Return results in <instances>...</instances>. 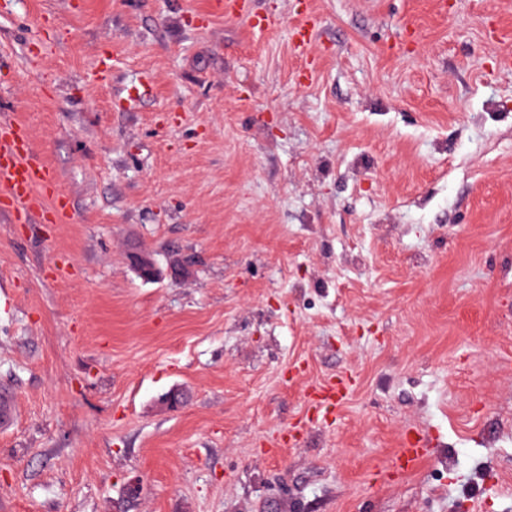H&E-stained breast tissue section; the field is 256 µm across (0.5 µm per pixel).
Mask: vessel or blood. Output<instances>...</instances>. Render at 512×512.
I'll list each match as a JSON object with an SVG mask.
<instances>
[{
  "mask_svg": "<svg viewBox=\"0 0 512 512\" xmlns=\"http://www.w3.org/2000/svg\"><path fill=\"white\" fill-rule=\"evenodd\" d=\"M56 180L50 170L29 146L27 129L18 121H0V197L13 206L17 218L29 220L42 215L45 208H53L57 218L68 211V198L64 193L48 196L49 187ZM349 383L345 378L328 381L320 388V400L332 409L343 398ZM427 453L424 436L408 438L396 457L400 472H413Z\"/></svg>",
  "mask_w": 512,
  "mask_h": 512,
  "instance_id": "vessel-or-blood-1",
  "label": "vessel or blood"
}]
</instances>
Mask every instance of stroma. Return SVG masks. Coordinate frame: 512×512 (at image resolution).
Masks as SVG:
<instances>
[{"label":"stroma","mask_w":512,"mask_h":512,"mask_svg":"<svg viewBox=\"0 0 512 512\" xmlns=\"http://www.w3.org/2000/svg\"><path fill=\"white\" fill-rule=\"evenodd\" d=\"M247 4L0 0V512H512V0ZM56 180L29 146L27 129L16 120L0 121V190L25 222L45 210L47 189ZM126 256L131 269L145 282L155 281L163 275L177 279L188 272L187 264L179 259L170 260L166 270L163 271L151 254L136 246H132ZM348 386V380L343 377L328 381L320 388L321 403L327 410L331 408L333 411L348 390ZM426 453V439L423 435L408 438L396 457L397 469L402 473L413 472Z\"/></svg>","instance_id":"stroma-1"}]
</instances>
